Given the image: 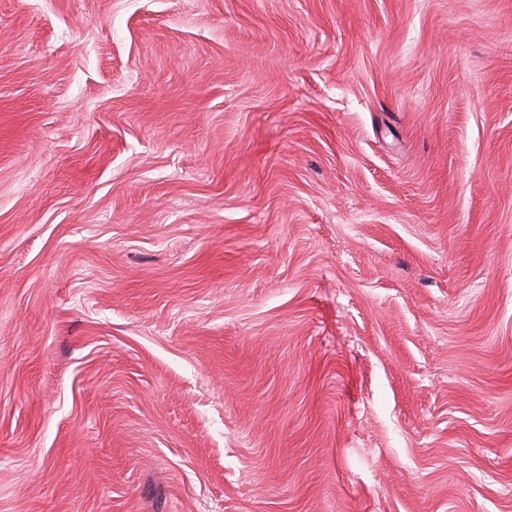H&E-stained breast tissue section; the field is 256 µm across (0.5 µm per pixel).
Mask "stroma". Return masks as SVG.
Wrapping results in <instances>:
<instances>
[{
    "label": "stroma",
    "mask_w": 512,
    "mask_h": 512,
    "mask_svg": "<svg viewBox=\"0 0 512 512\" xmlns=\"http://www.w3.org/2000/svg\"><path fill=\"white\" fill-rule=\"evenodd\" d=\"M0 512H512V0H0Z\"/></svg>",
    "instance_id": "1"
}]
</instances>
